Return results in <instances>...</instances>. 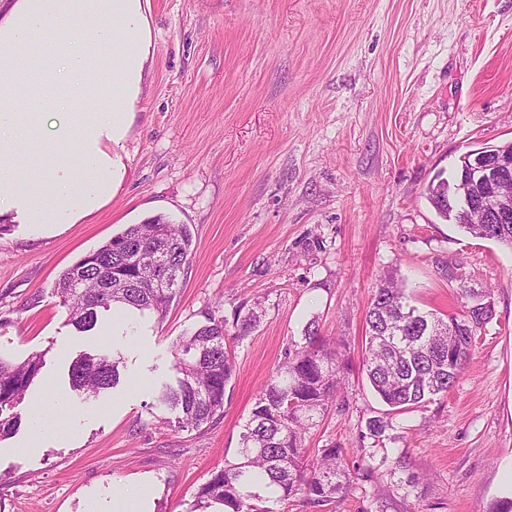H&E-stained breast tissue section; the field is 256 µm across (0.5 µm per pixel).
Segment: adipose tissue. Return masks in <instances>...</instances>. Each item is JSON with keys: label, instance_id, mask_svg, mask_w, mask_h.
<instances>
[{"label": "adipose tissue", "instance_id": "adipose-tissue-1", "mask_svg": "<svg viewBox=\"0 0 512 512\" xmlns=\"http://www.w3.org/2000/svg\"><path fill=\"white\" fill-rule=\"evenodd\" d=\"M145 28L142 0H11L0 15V222L77 224L116 194L125 174L117 149L149 55ZM80 413L43 394L26 449L40 448L59 415Z\"/></svg>", "mask_w": 512, "mask_h": 512}]
</instances>
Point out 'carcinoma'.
Listing matches in <instances>:
<instances>
[{
	"mask_svg": "<svg viewBox=\"0 0 512 512\" xmlns=\"http://www.w3.org/2000/svg\"><path fill=\"white\" fill-rule=\"evenodd\" d=\"M476 151L460 157L456 185L462 195L450 200L448 181L430 182L427 197L445 218L454 219L475 238L493 240L512 249V222L476 224L467 203L480 199L483 187L471 172ZM192 234L185 224L164 215L131 224L98 249L66 269L55 284L69 321L91 331L98 312L128 305L163 321L179 292L180 276L191 254ZM477 307L469 318L424 312L410 304L406 289L383 276L366 312L367 334L362 369L373 391L395 413L424 405L450 390L472 351L473 326L481 324ZM254 309L234 313L232 339L254 329ZM227 322L206 313V323L175 345L177 385L166 387L160 404L187 430H201L224 417L225 387L235 362L226 344ZM339 357L311 320L301 342L292 344L282 365L263 386L239 434L237 459L212 472L199 487L190 508L211 504L224 512H285L290 502L320 509L354 490L356 480L378 483L380 467L347 463L336 445L310 455L305 434L336 404L341 389ZM120 359L102 348L72 362L70 381L85 398L98 397L119 382ZM43 355L21 362L0 359V439L14 433L20 416L14 409L39 376Z\"/></svg>",
	"mask_w": 512,
	"mask_h": 512,
	"instance_id": "carcinoma-1",
	"label": "carcinoma"
}]
</instances>
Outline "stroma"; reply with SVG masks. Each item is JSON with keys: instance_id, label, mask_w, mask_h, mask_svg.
<instances>
[{"instance_id": "stroma-1", "label": "stroma", "mask_w": 512, "mask_h": 512, "mask_svg": "<svg viewBox=\"0 0 512 512\" xmlns=\"http://www.w3.org/2000/svg\"><path fill=\"white\" fill-rule=\"evenodd\" d=\"M151 53L112 201L59 229L0 226V357L40 353L46 381L73 405L42 447L21 453V423L0 440V512H112L148 485L145 512H187L212 470L235 461L262 386L309 319L345 364L342 402L308 430L309 452L347 461L405 457L408 471L338 498L325 512H490L512 496V249L442 219L426 188L454 180L460 156L512 140V0H144ZM188 225L191 254L164 321L112 333L111 312L78 331L60 274L152 215ZM395 273L420 310H485L458 382L391 416L362 371L365 313ZM261 320L231 342L224 416L210 429L161 422L174 345L208 312ZM108 347L120 380L87 400L70 362ZM422 476L401 489L407 472Z\"/></svg>"}]
</instances>
